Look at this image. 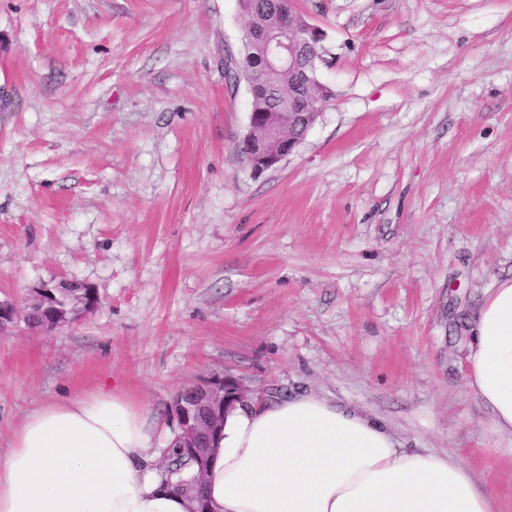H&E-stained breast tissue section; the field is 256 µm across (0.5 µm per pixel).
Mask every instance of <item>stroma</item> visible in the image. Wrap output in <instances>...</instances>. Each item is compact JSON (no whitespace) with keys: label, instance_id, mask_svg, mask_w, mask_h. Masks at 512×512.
Returning <instances> with one entry per match:
<instances>
[{"label":"stroma","instance_id":"1","mask_svg":"<svg viewBox=\"0 0 512 512\" xmlns=\"http://www.w3.org/2000/svg\"><path fill=\"white\" fill-rule=\"evenodd\" d=\"M328 91L253 174L236 0H0V300L98 305L0 332V458L41 402L103 383L157 422L227 375L312 392L454 455L512 512V433L468 384L470 322L512 279V0H298ZM60 288H66V292L58 294L57 304L69 306L73 302V295L79 288H88L79 283L59 282L56 284L42 283L30 291V297L27 298L23 307L12 303L0 302V330L8 328L18 317L22 315L25 322L39 320L43 329L52 332L61 325L70 322L79 314L81 309H91L97 306L98 297L90 289L81 299L77 307L64 310L55 304L54 294Z\"/></svg>","mask_w":512,"mask_h":512}]
</instances>
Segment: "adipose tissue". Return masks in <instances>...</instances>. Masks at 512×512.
Instances as JSON below:
<instances>
[{"label":"adipose tissue","instance_id":"obj_1","mask_svg":"<svg viewBox=\"0 0 512 512\" xmlns=\"http://www.w3.org/2000/svg\"><path fill=\"white\" fill-rule=\"evenodd\" d=\"M470 331V385L512 432V280L490 289ZM155 427L118 387L41 403L0 459V512H190L149 461ZM214 446L209 512H494L453 455L406 451L380 422L315 394L236 406Z\"/></svg>","mask_w":512,"mask_h":512}]
</instances>
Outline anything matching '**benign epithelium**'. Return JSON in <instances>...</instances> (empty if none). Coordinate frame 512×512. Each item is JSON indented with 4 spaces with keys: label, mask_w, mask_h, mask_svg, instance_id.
<instances>
[{
    "label": "benign epithelium",
    "mask_w": 512,
    "mask_h": 512,
    "mask_svg": "<svg viewBox=\"0 0 512 512\" xmlns=\"http://www.w3.org/2000/svg\"><path fill=\"white\" fill-rule=\"evenodd\" d=\"M323 32L301 17V12L288 10V21L272 20L259 33L245 31L242 58L258 56L263 67L247 75V89L256 95L265 88H276L285 74L293 76V89L279 100V112L249 113L248 133L243 141L252 171L261 174L276 167L292 154L302 141L300 133L308 132L319 116V104L325 88L317 78ZM74 282L43 283L31 289L24 306L0 302V330L18 317L29 323L38 320L43 329L52 332L70 322L79 311L97 306L98 297L88 291L77 307L64 310L55 304L54 294L61 288H79ZM249 399V390L233 377L203 380L187 387L177 398L176 409L181 433L180 447L192 455L198 470L194 481L183 488L197 503L193 512H208L201 497L215 435L221 431L224 415L237 403Z\"/></svg>",
    "instance_id": "1"
}]
</instances>
